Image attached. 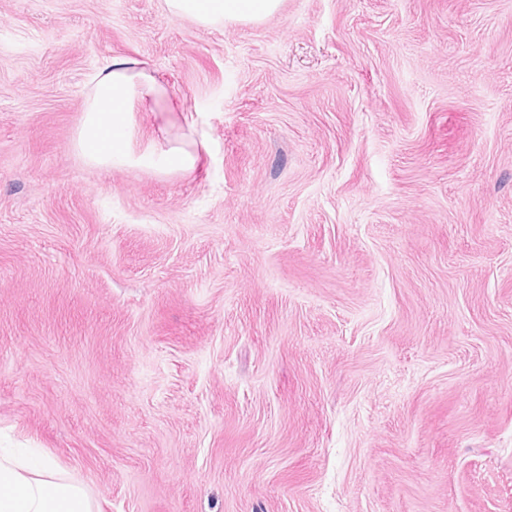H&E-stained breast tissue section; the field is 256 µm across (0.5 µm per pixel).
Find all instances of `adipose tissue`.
I'll use <instances>...</instances> for the list:
<instances>
[{"mask_svg": "<svg viewBox=\"0 0 512 512\" xmlns=\"http://www.w3.org/2000/svg\"><path fill=\"white\" fill-rule=\"evenodd\" d=\"M281 0H164L172 16L204 27L259 23L275 14ZM168 94L149 70L128 59L113 60L109 71L93 76L74 148L93 168L144 166L159 173L193 170L200 153L192 134L161 147L136 151L132 116L155 107ZM0 512H97L87 488L64 475L48 456L0 453Z\"/></svg>", "mask_w": 512, "mask_h": 512, "instance_id": "ef3b65f1", "label": "adipose tissue"}]
</instances>
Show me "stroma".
<instances>
[{
    "label": "stroma",
    "mask_w": 512,
    "mask_h": 512,
    "mask_svg": "<svg viewBox=\"0 0 512 512\" xmlns=\"http://www.w3.org/2000/svg\"><path fill=\"white\" fill-rule=\"evenodd\" d=\"M119 57L193 172L76 154ZM0 448L100 512H512V0H0ZM172 16L189 18L204 27L228 23H259L275 14L281 0H164Z\"/></svg>",
    "instance_id": "obj_1"
}]
</instances>
